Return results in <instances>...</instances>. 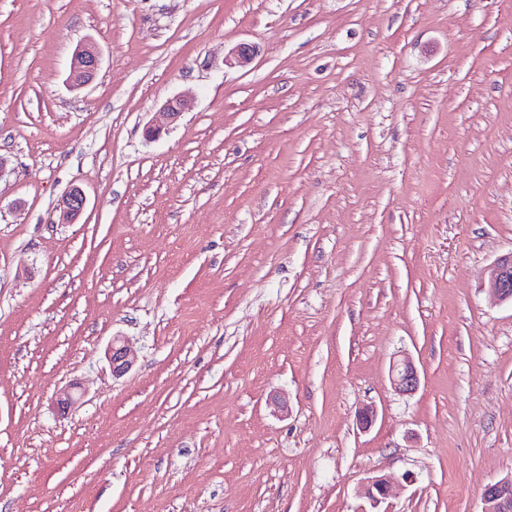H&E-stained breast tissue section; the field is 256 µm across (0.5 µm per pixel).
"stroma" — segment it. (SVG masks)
I'll return each instance as SVG.
<instances>
[{"instance_id":"1","label":"stroma","mask_w":512,"mask_h":512,"mask_svg":"<svg viewBox=\"0 0 512 512\" xmlns=\"http://www.w3.org/2000/svg\"><path fill=\"white\" fill-rule=\"evenodd\" d=\"M0 160V512H480L512 474V0H0ZM99 65L98 49L88 43L80 44L74 52L70 72L66 79L67 84L74 89L85 86L94 79ZM86 196L79 187L71 188L61 199L56 211L59 212L58 221L62 224L74 223L84 211ZM485 287L499 301L512 303V253L498 258L490 265ZM105 357L112 367V375L120 377L127 373L134 364V357L126 340L121 336H114L107 345ZM389 373L391 385L396 392L411 395L418 389V371L408 357L393 361Z\"/></svg>"}]
</instances>
